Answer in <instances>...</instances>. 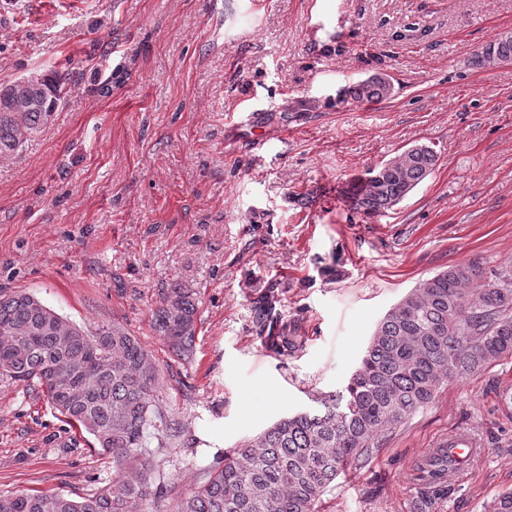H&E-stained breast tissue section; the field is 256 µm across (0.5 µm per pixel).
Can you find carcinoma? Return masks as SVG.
<instances>
[{
    "label": "carcinoma",
    "instance_id": "cac0c4a2",
    "mask_svg": "<svg viewBox=\"0 0 512 512\" xmlns=\"http://www.w3.org/2000/svg\"><path fill=\"white\" fill-rule=\"evenodd\" d=\"M511 61L508 34L478 56L486 68ZM61 80L55 72L35 87L20 78L0 86V160L15 158L50 122L61 104ZM392 92L381 75L347 88L358 102ZM17 97L28 105L14 108ZM437 162L428 146L404 150L358 179L352 206L367 216L387 213ZM275 303L270 290L257 299L259 323L274 321ZM195 315L191 290L178 285L153 312V328L177 362L195 352ZM506 358H512V261L489 273L476 261L452 264L384 315L348 383L323 409L283 417L225 455L177 512H318L321 495L346 467L371 458L382 437L430 404L443 383ZM0 374L37 381L46 405L112 459V481L92 496L0 491V512H131L154 497L160 465L147 436L164 448L182 425L164 405L158 366L128 328L114 322L88 329L34 295L1 297Z\"/></svg>",
    "mask_w": 512,
    "mask_h": 512
}]
</instances>
